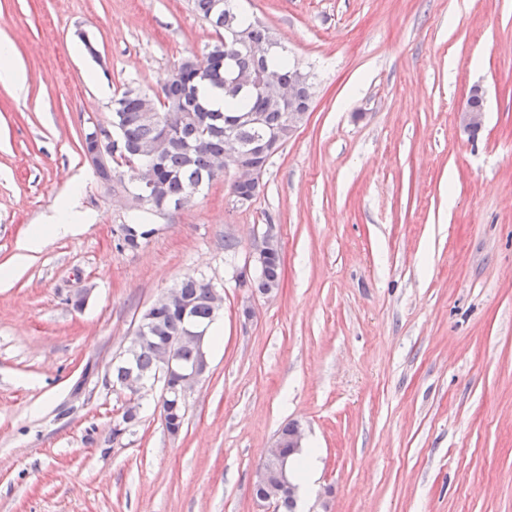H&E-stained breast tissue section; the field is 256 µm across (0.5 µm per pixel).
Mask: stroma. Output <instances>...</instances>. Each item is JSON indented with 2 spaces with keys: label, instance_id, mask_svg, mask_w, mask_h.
Segmentation results:
<instances>
[{
  "label": "stroma",
  "instance_id": "stroma-1",
  "mask_svg": "<svg viewBox=\"0 0 512 512\" xmlns=\"http://www.w3.org/2000/svg\"><path fill=\"white\" fill-rule=\"evenodd\" d=\"M238 5L314 74L313 109L250 207L225 171L130 249L86 122L110 125L113 96L159 90L215 33L190 0H0L27 73L0 85V266H17L0 283V512H262L252 483L291 422L319 462L300 512H512V0ZM475 86L473 134L457 112ZM72 192L78 231L15 263ZM269 224L283 284L254 298L238 275ZM200 273L223 291L221 336L180 434L157 386L114 436V363Z\"/></svg>",
  "mask_w": 512,
  "mask_h": 512
}]
</instances>
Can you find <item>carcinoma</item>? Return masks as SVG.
Returning <instances> with one entry per match:
<instances>
[{
  "label": "carcinoma",
  "mask_w": 512,
  "mask_h": 512,
  "mask_svg": "<svg viewBox=\"0 0 512 512\" xmlns=\"http://www.w3.org/2000/svg\"><path fill=\"white\" fill-rule=\"evenodd\" d=\"M217 0H191L193 11L212 28L216 39L209 48V71L199 76L184 66L156 92L128 88L113 100L112 121L119 126L124 145L135 148L161 138L165 128L177 136L178 144L161 150L146 174L166 184L174 208L180 209L220 177L213 169L216 158L224 155V129L239 136L252 164L265 170V157L259 144L280 130L288 120V106L269 95L245 91L235 83L241 75L268 70L281 82L295 79L297 65L288 59V51L278 46L262 59L238 49L235 35L246 34L256 44L272 38L271 29L252 16L233 10H219ZM152 101L155 118L145 117V102ZM252 116L255 122L243 120ZM182 303L162 305L152 312L149 339L135 353V366L142 373L155 374L166 347L173 338L185 333L193 322L209 330L216 320L212 315L210 291L194 287L189 276L178 285ZM175 356L185 366L199 357L191 342L182 344ZM160 415L165 429L172 433L182 428L185 405L161 400Z\"/></svg>",
  "instance_id": "carcinoma-1"
}]
</instances>
